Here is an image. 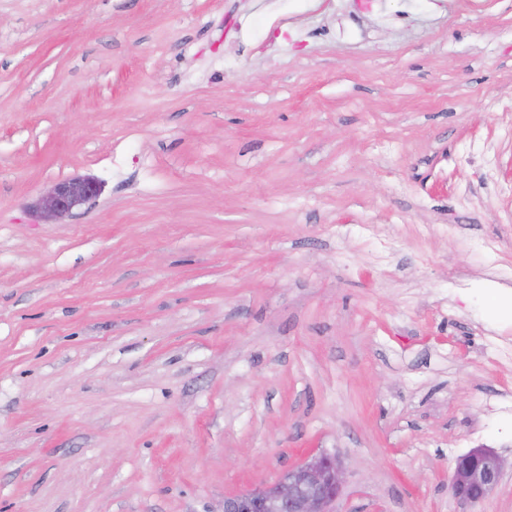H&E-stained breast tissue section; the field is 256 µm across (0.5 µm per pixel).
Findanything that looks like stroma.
Here are the masks:
<instances>
[{"mask_svg": "<svg viewBox=\"0 0 512 512\" xmlns=\"http://www.w3.org/2000/svg\"><path fill=\"white\" fill-rule=\"evenodd\" d=\"M511 296L512 0H0V512H512ZM101 193V186L92 179H68L57 182L40 198L36 210L45 219H60ZM502 474L503 463L499 455L487 448H473L459 458L449 489L457 500L476 504L498 486ZM345 469L335 455H308L274 483L226 496L224 512H335Z\"/></svg>", "mask_w": 512, "mask_h": 512, "instance_id": "stroma-1", "label": "stroma"}]
</instances>
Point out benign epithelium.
<instances>
[{
	"mask_svg": "<svg viewBox=\"0 0 512 512\" xmlns=\"http://www.w3.org/2000/svg\"><path fill=\"white\" fill-rule=\"evenodd\" d=\"M100 193V184L92 179L60 181L40 198L36 210L45 220L60 219ZM344 474L336 456L310 454L274 483L224 497V512H335ZM502 474L499 455L487 448H473L459 458L449 489L457 500L476 504L498 486Z\"/></svg>",
	"mask_w": 512,
	"mask_h": 512,
	"instance_id": "benign-epithelium-1",
	"label": "benign epithelium"
}]
</instances>
